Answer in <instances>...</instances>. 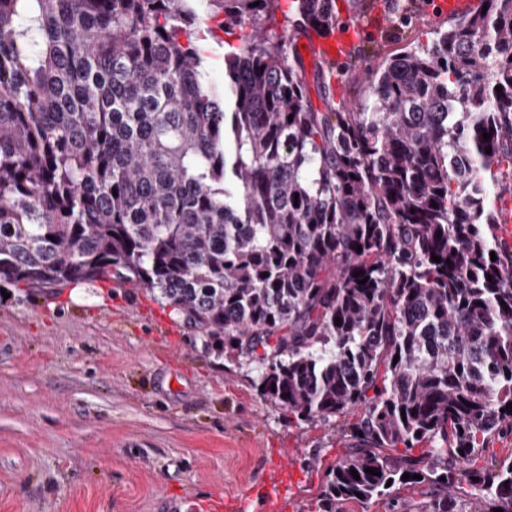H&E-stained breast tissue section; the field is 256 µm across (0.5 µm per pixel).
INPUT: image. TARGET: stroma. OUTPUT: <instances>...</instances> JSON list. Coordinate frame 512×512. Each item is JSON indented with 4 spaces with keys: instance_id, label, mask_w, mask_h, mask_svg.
Masks as SVG:
<instances>
[{
    "instance_id": "obj_1",
    "label": "stroma",
    "mask_w": 512,
    "mask_h": 512,
    "mask_svg": "<svg viewBox=\"0 0 512 512\" xmlns=\"http://www.w3.org/2000/svg\"><path fill=\"white\" fill-rule=\"evenodd\" d=\"M387 25L353 47L377 66L428 44L447 19L387 6ZM201 0L192 41L207 78L223 84L224 54L242 29L215 30ZM319 111L369 97L363 69L303 57ZM245 355L206 346L203 333L135 284L115 279L0 296V512H169L185 495L237 496L298 472L287 512H318L330 465L363 448L353 409L307 422L264 399Z\"/></svg>"
}]
</instances>
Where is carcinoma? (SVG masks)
<instances>
[{
	"mask_svg": "<svg viewBox=\"0 0 512 512\" xmlns=\"http://www.w3.org/2000/svg\"><path fill=\"white\" fill-rule=\"evenodd\" d=\"M292 2L299 29L336 23L332 0ZM481 2L370 69V104L318 112L260 22L278 0H224L247 33L222 89L182 42L197 0H0V283L134 282L296 418L363 409L368 447L330 466L319 512L422 484L418 512H512V461L457 494L512 429V254L488 233L512 0ZM512 459V433L491 436L480 442L479 451L473 461L461 469L484 468L497 469L505 460Z\"/></svg>",
	"mask_w": 512,
	"mask_h": 512,
	"instance_id": "carcinoma-1",
	"label": "carcinoma"
}]
</instances>
